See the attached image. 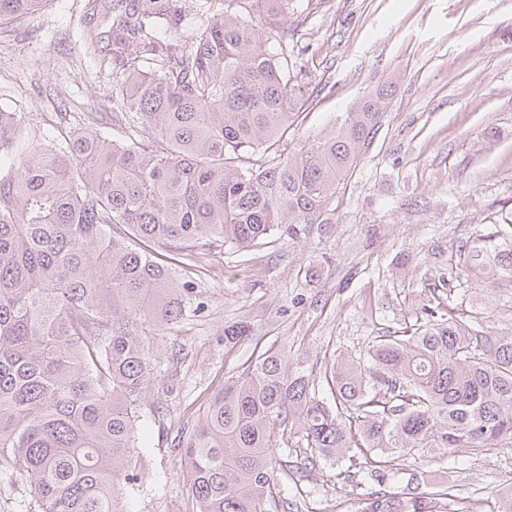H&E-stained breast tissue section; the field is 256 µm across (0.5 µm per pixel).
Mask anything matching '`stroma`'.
<instances>
[{
	"label": "stroma",
	"mask_w": 512,
	"mask_h": 512,
	"mask_svg": "<svg viewBox=\"0 0 512 512\" xmlns=\"http://www.w3.org/2000/svg\"><path fill=\"white\" fill-rule=\"evenodd\" d=\"M86 2L51 0L0 33V106L16 112L29 144L66 114L96 113L97 129L112 130L124 69L105 61ZM284 28L311 90L292 143L391 94L331 202V223L309 225L297 242L213 250L186 274L200 308L153 341L143 469L126 512H196L177 444L226 375L274 345L318 378L339 351L359 355L379 329L416 324L451 250L512 212V0H292ZM491 124L507 132L494 145L484 137ZM237 322L251 338L225 347L224 329ZM442 454L423 449L415 467L450 486L454 512H491L512 484L510 450L462 449L443 472ZM373 489L321 464L282 494L303 498L304 512H361Z\"/></svg>",
	"instance_id": "1"
}]
</instances>
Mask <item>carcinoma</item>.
I'll use <instances>...</instances> for the list:
<instances>
[{
    "label": "carcinoma",
    "instance_id": "obj_1",
    "mask_svg": "<svg viewBox=\"0 0 512 512\" xmlns=\"http://www.w3.org/2000/svg\"><path fill=\"white\" fill-rule=\"evenodd\" d=\"M47 0H0V27ZM194 0H88L125 67L112 104L116 136L82 128L26 144L0 108V473L38 512H125L141 471V400L153 383L150 335L191 310L195 289L149 252L193 266L214 248L294 240L330 223V205L382 117L369 97L338 127L294 147L288 129L309 96L293 73L283 19L291 0H206L203 22L175 36ZM259 153L257 166L245 155ZM456 293L428 289L426 321L410 334L368 337L339 355L328 397L272 347L224 379L179 453L198 512H299L276 494L333 461L344 482L421 448L446 458L512 447V327L492 331L499 293L512 317V219L448 255ZM468 307L454 302V296ZM305 451L279 454L291 438ZM448 489L370 494L362 512H448Z\"/></svg>",
    "mask_w": 512,
    "mask_h": 512
}]
</instances>
